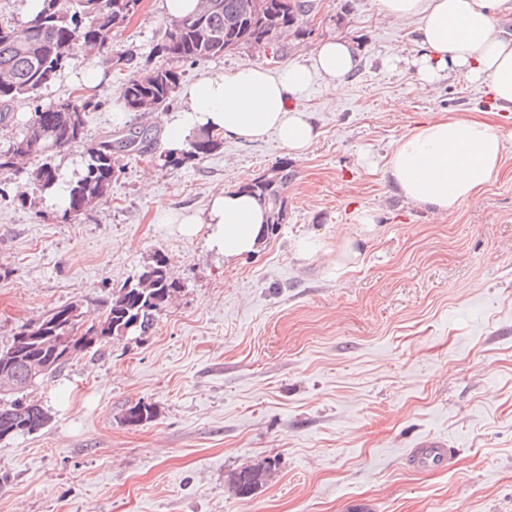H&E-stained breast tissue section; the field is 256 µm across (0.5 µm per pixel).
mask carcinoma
I'll return each instance as SVG.
<instances>
[{
  "label": "carcinoma",
  "instance_id": "obj_1",
  "mask_svg": "<svg viewBox=\"0 0 512 512\" xmlns=\"http://www.w3.org/2000/svg\"><path fill=\"white\" fill-rule=\"evenodd\" d=\"M139 0H41L39 12L24 23L0 19V122L15 102L36 100L40 91L53 83L72 59L76 48L96 52L112 66H127L132 58L112 49V33L129 19L128 2ZM312 9L310 0H198L190 16L172 22L156 45L159 53L178 61L197 62L220 58L245 45L270 42L304 33L302 17ZM179 85V73L171 68L138 69L126 82L124 102L130 112L143 116L170 103ZM101 102L93 96L67 98L46 107L36 105L21 133L8 149L0 151V171L20 172V162L36 158L38 165L25 171L34 191L51 194L58 186L59 173L53 153L83 142L86 114ZM136 143V153L147 152L150 139L145 132H131L115 140H104L86 148L82 174L67 184L63 216L77 218L108 199L112 180L121 172L120 158L134 152L126 143ZM219 134L203 131L188 149L159 155L162 167L177 168L202 160L219 149ZM291 177L288 164L275 168L268 177L243 185L246 193L261 203L284 195ZM183 285L172 279L166 258L157 253L138 279L113 291L95 324L100 334L88 337L80 332L85 312L80 302L50 309L39 321L23 325L11 343L0 350V358L13 355L14 371L22 387L10 395L0 394V432L11 436L30 435L49 422L44 408L24 398L31 387L28 368L50 356V348L35 340L53 329L68 326L74 354L91 346L103 347L131 323V333L144 336L157 315L180 292ZM153 418L152 407L137 403L128 408L125 422L139 426ZM266 470L244 467L234 473L233 484L242 496L253 493L264 481Z\"/></svg>",
  "mask_w": 512,
  "mask_h": 512
}]
</instances>
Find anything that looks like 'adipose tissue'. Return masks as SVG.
<instances>
[{
    "label": "adipose tissue",
    "instance_id": "adipose-tissue-1",
    "mask_svg": "<svg viewBox=\"0 0 512 512\" xmlns=\"http://www.w3.org/2000/svg\"><path fill=\"white\" fill-rule=\"evenodd\" d=\"M507 14L512 0H380L381 18L417 25L420 52L413 64L420 85L434 84L447 72L461 74L486 87L498 112H512V32L496 24ZM359 62L354 42L331 39L275 76L249 64L229 74H204L183 88L180 106L162 116L166 147L181 150L193 133L207 128L246 143L273 133L288 152L302 154L318 132L309 113L292 108V101L314 75L342 93ZM511 142L512 130L482 117L442 116L400 137L385 172L406 200L441 214L478 200ZM163 218L188 237L208 227L209 247L228 262L254 254L263 241V207L229 188L214 193L203 213L167 212Z\"/></svg>",
    "mask_w": 512,
    "mask_h": 512
}]
</instances>
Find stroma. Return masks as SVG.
I'll return each mask as SVG.
<instances>
[{
    "mask_svg": "<svg viewBox=\"0 0 512 512\" xmlns=\"http://www.w3.org/2000/svg\"><path fill=\"white\" fill-rule=\"evenodd\" d=\"M379 6L313 0L304 36L196 63L157 54L163 0H142L113 36L185 85L244 63L276 74L324 40L356 41L345 95L315 77L296 103L319 131L304 155L272 135L223 139L177 169L131 154L107 202L74 220L25 175L0 172V348L61 304L97 317L156 253L182 284L147 335L88 348L27 390L50 421L0 440V512H512V149L477 202L443 214L383 173L395 141L430 117L485 112L512 130V112H491L486 88L456 73L421 86L413 24L380 19ZM90 71L102 105L86 116V144L143 125L124 109L125 74L81 51L37 102L14 104L0 148L35 104L68 98ZM283 163L288 221L241 261L211 250L206 231L188 238L160 221L158 204L200 210ZM23 190L27 204L12 202ZM365 208L378 214L370 232L355 220ZM342 224L358 256L335 269ZM305 236L321 253L296 255ZM138 402L154 418L126 425ZM428 439L452 448L450 466H407ZM248 465L269 472L243 498L230 478Z\"/></svg>",
    "mask_w": 512,
    "mask_h": 512,
    "instance_id": "35a3bbf8",
    "label": "stroma"
}]
</instances>
